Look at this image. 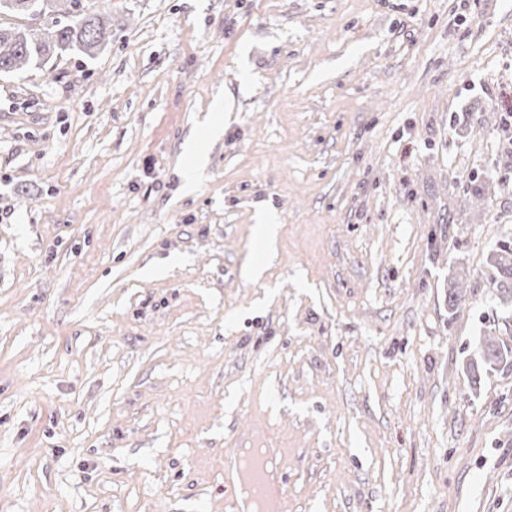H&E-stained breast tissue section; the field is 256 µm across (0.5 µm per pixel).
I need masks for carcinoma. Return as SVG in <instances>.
I'll list each match as a JSON object with an SVG mask.
<instances>
[{"label":"carcinoma","mask_w":512,"mask_h":512,"mask_svg":"<svg viewBox=\"0 0 512 512\" xmlns=\"http://www.w3.org/2000/svg\"><path fill=\"white\" fill-rule=\"evenodd\" d=\"M23 18L49 16L43 28L24 24L0 26V73L10 74L30 65L78 51L91 57L112 39L104 17L91 11L87 0H0V15ZM494 265L504 280L512 282V249L504 247L494 256ZM481 365L493 367L506 353L491 339L481 342ZM479 365V366H481ZM479 366L470 367L476 373Z\"/></svg>","instance_id":"obj_1"}]
</instances>
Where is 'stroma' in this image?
<instances>
[{"label": "stroma", "mask_w": 512, "mask_h": 512, "mask_svg": "<svg viewBox=\"0 0 512 512\" xmlns=\"http://www.w3.org/2000/svg\"><path fill=\"white\" fill-rule=\"evenodd\" d=\"M95 6L0 75V512H512V0ZM255 219L257 235L260 238L263 251L268 252L275 244L279 224H276L274 215L265 209H257ZM278 448H237L230 459H225L224 474L231 470L238 485L240 512H283L287 486L280 478L283 470ZM239 472L243 475V494Z\"/></svg>", "instance_id": "stroma-1"}]
</instances>
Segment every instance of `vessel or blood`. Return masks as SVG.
<instances>
[{"label": "vessel or blood", "instance_id": "obj_1", "mask_svg": "<svg viewBox=\"0 0 512 512\" xmlns=\"http://www.w3.org/2000/svg\"><path fill=\"white\" fill-rule=\"evenodd\" d=\"M224 468L243 476L245 499L239 512H284L287 487L280 478L283 464L279 449H237Z\"/></svg>", "mask_w": 512, "mask_h": 512}]
</instances>
